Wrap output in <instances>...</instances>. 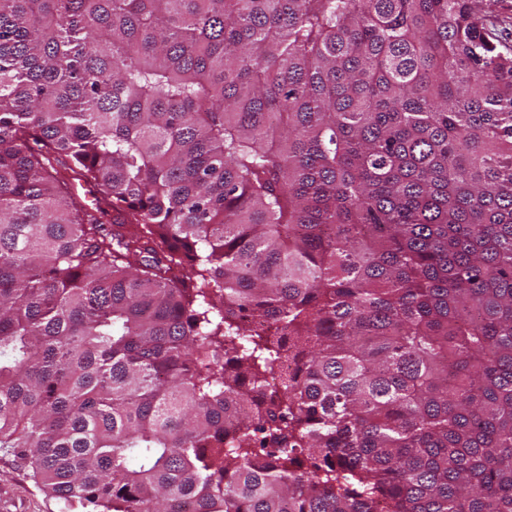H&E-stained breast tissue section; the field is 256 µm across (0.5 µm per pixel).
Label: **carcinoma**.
<instances>
[{"instance_id": "cac0c4a2", "label": "carcinoma", "mask_w": 512, "mask_h": 512, "mask_svg": "<svg viewBox=\"0 0 512 512\" xmlns=\"http://www.w3.org/2000/svg\"><path fill=\"white\" fill-rule=\"evenodd\" d=\"M496 5L0 0V450L91 512H512Z\"/></svg>"}]
</instances>
